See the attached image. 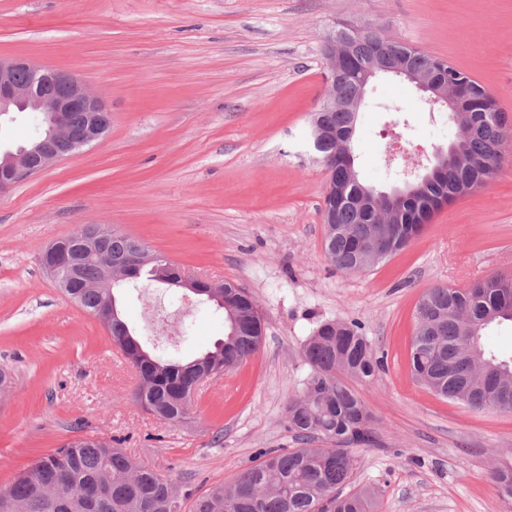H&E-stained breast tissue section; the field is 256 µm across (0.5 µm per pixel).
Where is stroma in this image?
<instances>
[{"label": "stroma", "mask_w": 512, "mask_h": 512, "mask_svg": "<svg viewBox=\"0 0 512 512\" xmlns=\"http://www.w3.org/2000/svg\"><path fill=\"white\" fill-rule=\"evenodd\" d=\"M342 21L448 61L512 115V0H0V57L77 76L111 115L103 139L0 191V368L12 377L0 394V488L86 435L118 440L181 492L227 482L261 449L295 448L284 409L309 372L304 342L322 321L357 319L385 368L357 388L377 444L355 449L346 492L377 486L378 512H512L491 477L512 455V414L439 398L409 371L422 294L512 265V145L495 179L404 250L365 271L336 269L323 250L328 174L307 143L327 90L325 38ZM400 116L404 154H431L453 135L411 84L375 79L353 144L361 180L380 190L401 172L383 162ZM84 224L257 301L258 353L202 383L182 424L134 402L135 372L103 324L38 262ZM170 296L125 288L121 310L147 346L189 321L181 355L211 348L221 317Z\"/></svg>", "instance_id": "stroma-1"}]
</instances>
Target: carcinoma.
Returning <instances> with one entry per match:
<instances>
[{"label":"carcinoma","mask_w":512,"mask_h":512,"mask_svg":"<svg viewBox=\"0 0 512 512\" xmlns=\"http://www.w3.org/2000/svg\"><path fill=\"white\" fill-rule=\"evenodd\" d=\"M399 44L363 39L345 65L349 74L336 81V97L353 100L373 54L395 56ZM404 64L434 82L456 90L457 109L448 126L461 159L448 166L446 179L426 183L397 205L379 210L362 207L354 197L371 188L356 169L338 167L334 192L324 201V249L338 269L362 271L404 249L427 222L456 200L450 188L496 176L507 142L509 116L479 82L448 62L408 47ZM359 113H322L332 140L322 155L339 158L353 140ZM133 240L119 232L106 239L98 253L84 258L78 269L76 302L93 314L106 292L94 284L105 275L104 258H124ZM156 263H141L128 276L112 278L111 289L129 283H156ZM222 300L198 296L223 314L224 336L208 350L212 360L229 371L254 356L263 341L264 322L251 294L226 282ZM410 371L416 383L436 395L474 411L512 413V360L504 359L483 341L489 329L512 323V276L492 274L466 288L428 289L414 313ZM113 344L132 366L129 321L118 316L107 326ZM309 369L301 395L285 407L286 426L297 441L321 442L316 448H270L229 483L198 495H182L174 483L155 470L133 462L120 449L97 442L70 441L38 460L25 481L0 488V512H370L377 492L364 489L345 494L355 460L351 448L376 442L370 415L352 384L373 382L383 368L356 321L321 323L303 346ZM204 354L184 358L165 351L151 354L141 368L134 401L160 420L177 424L191 407V385L202 373ZM492 478L501 500L512 502V457L499 458Z\"/></svg>","instance_id":"1"}]
</instances>
